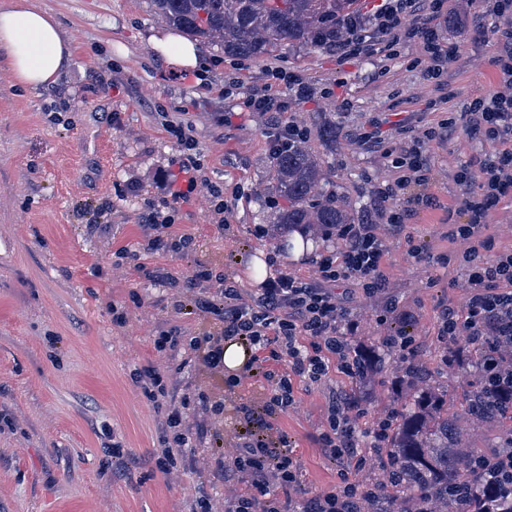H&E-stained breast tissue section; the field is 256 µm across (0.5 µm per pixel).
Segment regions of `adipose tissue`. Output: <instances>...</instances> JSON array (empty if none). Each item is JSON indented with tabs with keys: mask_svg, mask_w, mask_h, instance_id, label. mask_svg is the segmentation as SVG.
Here are the masks:
<instances>
[{
	"mask_svg": "<svg viewBox=\"0 0 512 512\" xmlns=\"http://www.w3.org/2000/svg\"><path fill=\"white\" fill-rule=\"evenodd\" d=\"M71 58L52 12L33 0H0V64L15 84L33 92L54 84Z\"/></svg>",
	"mask_w": 512,
	"mask_h": 512,
	"instance_id": "1",
	"label": "adipose tissue"
}]
</instances>
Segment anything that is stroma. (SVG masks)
<instances>
[{
    "label": "stroma",
    "mask_w": 512,
    "mask_h": 512,
    "mask_svg": "<svg viewBox=\"0 0 512 512\" xmlns=\"http://www.w3.org/2000/svg\"><path fill=\"white\" fill-rule=\"evenodd\" d=\"M55 14L73 47L57 82L31 93L0 74V512H188L199 495L224 501V486L209 474L211 434L224 437L232 457L239 427L236 408L260 405L266 381L236 386L210 374L192 354L156 353L153 338L178 329L184 339L217 332L215 314L182 308L187 278L201 267L238 281L253 294L276 271L312 277L321 256L338 254L336 240L295 231L274 237L276 182L268 133L278 124L302 128L328 174L329 188L352 208V221H374L377 190L397 172L385 153L422 136L440 120L452 133L424 141L431 167L425 189L433 203L413 208L404 233L380 228L387 290L365 297L351 285V344L394 332L378 324L387 306L408 314L415 356L430 383L457 396L469 378L447 367L438 337L441 311L464 310L467 273L455 259L463 242L450 241L459 167H477L491 142L471 138L466 102L490 93L495 73L486 38L499 19L488 0H450L442 21L445 41L459 53L444 86L426 80L416 64L420 48L376 44L356 59L286 44L260 60L236 63L200 48L206 86L192 69L167 66L149 42L166 22L151 0H34ZM278 67L297 75L309 97L284 112H239L243 96ZM231 123L221 124L224 113ZM182 125L195 141L186 152L167 127ZM335 142H321L323 127ZM376 140H364L367 131ZM223 185L226 210L213 211L202 191L178 203L176 231L193 237L188 251L147 250L139 224L146 201L163 197V177L186 156ZM430 260L414 263L410 244ZM437 255L447 264L434 263ZM127 313L112 322L113 307ZM152 365L167 377L161 405L143 397L135 369ZM402 361L371 386L372 399L356 424L358 450H369L376 421L391 409ZM296 405L277 418L287 434L301 480L310 492L336 484L340 463L325 457L318 435L332 397L348 396L351 378L332 372L320 385L296 382ZM223 398V416L209 420L186 468L164 475L148 458L161 448L165 408H190L199 393ZM12 426H5L4 418ZM125 450L112 456L113 443Z\"/></svg>",
    "instance_id": "obj_1"
}]
</instances>
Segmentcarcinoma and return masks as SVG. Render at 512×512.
I'll use <instances>...</instances> for the list:
<instances>
[{"label":"carcinoma","mask_w":512,"mask_h":512,"mask_svg":"<svg viewBox=\"0 0 512 512\" xmlns=\"http://www.w3.org/2000/svg\"><path fill=\"white\" fill-rule=\"evenodd\" d=\"M155 12L204 44L239 60L259 59L282 43L299 42L311 48L324 45L336 34V23L353 14V0H152ZM276 188L284 205L276 216L278 233L295 228L333 229L352 222L349 206L332 191L317 192L326 181L311 147L302 141L272 156ZM383 340L368 346L355 366L356 392L351 399L368 402L364 384L382 373L387 364ZM483 350L469 347L459 369L473 377L464 389L463 415L485 422L512 421V395L488 403L487 377L480 374ZM403 375L410 380L404 394H396L390 428L382 455L389 467L388 482L376 488L375 512H395L397 505L437 504L446 512H462L500 492L485 484L473 467L479 457L492 460L496 450L471 448L458 432L460 416L448 417L440 397L426 383L428 370L415 360L407 361Z\"/></svg>","instance_id":"1"}]
</instances>
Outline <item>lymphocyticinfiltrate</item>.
<instances>
[{
	"label": "lymphocytic infiltrate",
	"mask_w": 512,
	"mask_h": 512,
	"mask_svg": "<svg viewBox=\"0 0 512 512\" xmlns=\"http://www.w3.org/2000/svg\"><path fill=\"white\" fill-rule=\"evenodd\" d=\"M418 0H384L376 12L374 28L352 24L337 36L333 46L345 57H357L370 46L372 33L382 34L386 47L415 42L427 61L426 79L440 80L444 67L456 53L447 45L436 23L448 12V0H429L431 23L405 24L406 15L415 12ZM492 11L501 23L493 32L494 51L490 63L496 73V87L486 96L473 99L467 109L471 136L494 143V150L479 161L477 171L462 170L456 176L461 188L455 209L467 214L468 221L453 225L451 238L466 241L460 263L467 269L470 293L467 312L458 315L454 307L441 314L439 334L452 352L461 344H486L484 365L490 386L496 393L512 390V370L505 360L512 358V251L494 253L491 237L482 231L490 212L505 199H512V0H491ZM391 164L399 169L396 180L379 190L383 206L379 218L393 232H403L409 212L395 207L394 199L408 196L414 205L429 204L428 196L408 195L410 186L430 180V168L420 144L401 149ZM142 224L153 235L149 248L165 247L183 251L189 239L175 234V218L155 206H147ZM341 243L340 258L322 256L317 261L318 278L305 280L279 271L266 280L257 295L244 296L234 280L212 278L205 270H195L187 286L215 281L213 295L191 296L190 303L204 313L220 318L217 333L196 340L194 350L203 367L212 373L224 371V343L232 340L252 352L246 366L249 376H262L268 383L260 407H242L241 427L231 460L215 457L214 475L227 484H246L241 493L224 498V512H372L375 489L355 485L348 471L330 489L306 492L299 467L286 434L271 436L270 421L286 414L296 402L295 380L325 381L331 370L352 374L351 355L344 332L350 329V307L338 284L354 281L365 294L373 295L386 287L383 272V245L375 224L337 226ZM358 409L344 402H332L326 425L319 435L324 454L333 461L357 456L355 423ZM164 432L172 436V447L155 454L156 467L170 473L187 448L199 440L201 426L191 425L179 410L167 412Z\"/></svg>",
	"instance_id": "1"
}]
</instances>
